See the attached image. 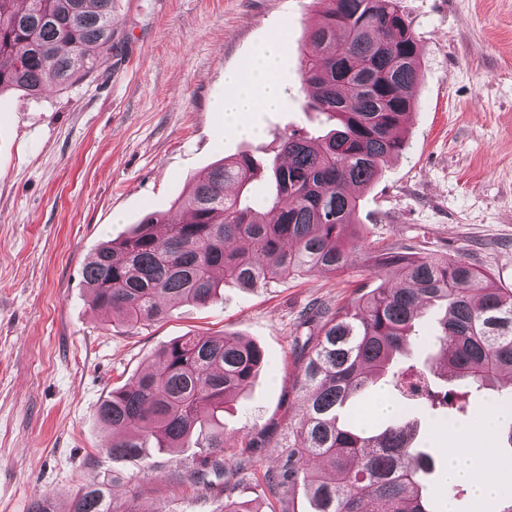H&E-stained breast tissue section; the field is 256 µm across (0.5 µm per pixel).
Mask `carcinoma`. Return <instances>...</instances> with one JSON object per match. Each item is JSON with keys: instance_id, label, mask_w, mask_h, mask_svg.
<instances>
[{"instance_id": "obj_1", "label": "carcinoma", "mask_w": 512, "mask_h": 512, "mask_svg": "<svg viewBox=\"0 0 512 512\" xmlns=\"http://www.w3.org/2000/svg\"><path fill=\"white\" fill-rule=\"evenodd\" d=\"M301 73L311 107L333 127L281 142L287 161L266 168L275 192L264 200L275 220L242 205L226 187L248 188L258 169L248 155L225 157L191 180L189 217L146 215L121 240L104 242L85 264L93 307L112 311L129 329L163 319L166 300L205 305L221 282L257 288L290 275L336 273L370 255L380 284L335 309L311 316L316 332L297 375L302 414L281 439L280 465L263 474L273 491L303 488L314 512H432L423 477L428 456L414 423L398 418L378 429L339 422L337 412L382 380L403 397L448 411L475 413L473 391L512 401V290L461 258L416 256L379 248L359 228L361 194L399 154V131L413 109L418 44L401 0H315ZM112 0H0V93L39 95L66 88L108 67ZM444 307L419 364L416 320ZM159 366L129 379L97 409L117 439L106 453L151 467L156 451L199 448L204 466L190 472L206 493L227 495L221 512H260L232 498L224 445V411L264 363L254 343L233 333L184 336L159 354ZM452 385L444 395L428 378ZM67 512H138L117 506L105 484L75 494Z\"/></svg>"}]
</instances>
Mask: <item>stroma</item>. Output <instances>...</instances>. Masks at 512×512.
Wrapping results in <instances>:
<instances>
[{"mask_svg":"<svg viewBox=\"0 0 512 512\" xmlns=\"http://www.w3.org/2000/svg\"><path fill=\"white\" fill-rule=\"evenodd\" d=\"M419 49L414 109L402 153L362 194L357 220L368 239L462 258L512 288V0H402ZM112 67L32 98L0 94V512H29L52 497L66 507L79 488L119 466L105 451L110 427L96 410L128 379L157 365L184 336L234 333L257 344L265 364L224 414L237 493L272 512H310L303 491L268 489L274 445L302 405L296 377L306 357L303 314L330 308L379 280L366 256L345 273L288 276L258 288L228 283L213 303L173 302L134 330L91 306L82 269L110 239L148 213L185 219L191 176L247 154L268 163L291 132L315 136L322 113L307 106L301 61L313 0H113ZM284 101L250 117L259 133L224 126L216 101L224 73L247 69L278 31ZM416 442L434 462L435 512L450 444L486 450L512 477V446L489 440L475 419L450 440L436 418L407 404ZM195 451L153 457L154 468L111 483L115 503L138 512H220L221 498L189 478Z\"/></svg>","mask_w":512,"mask_h":512,"instance_id":"1","label":"stroma"}]
</instances>
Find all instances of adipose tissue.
Wrapping results in <instances>:
<instances>
[{"label":"adipose tissue","mask_w":512,"mask_h":512,"mask_svg":"<svg viewBox=\"0 0 512 512\" xmlns=\"http://www.w3.org/2000/svg\"><path fill=\"white\" fill-rule=\"evenodd\" d=\"M286 47L283 34L270 38L258 54L253 66L244 73L228 72L224 82L232 90L231 95L219 104L224 114L226 128L239 134L254 133L250 121L252 113L274 109L280 101V62ZM474 449L450 447L448 450L447 477L449 480L470 482L478 498L486 499L499 495L503 480L493 471L492 463L476 467Z\"/></svg>","instance_id":"obj_1"}]
</instances>
